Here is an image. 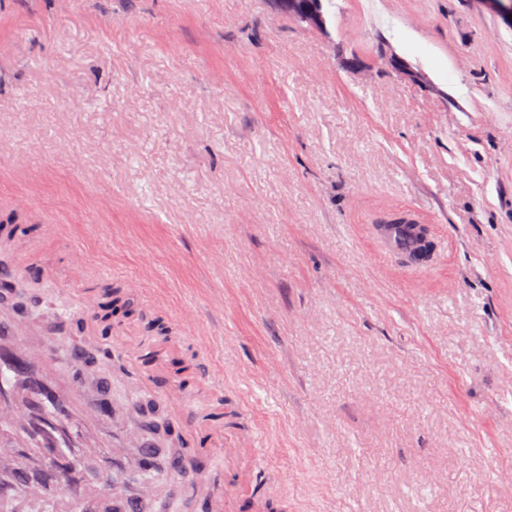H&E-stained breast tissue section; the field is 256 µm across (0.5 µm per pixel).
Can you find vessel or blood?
<instances>
[{
  "mask_svg": "<svg viewBox=\"0 0 512 512\" xmlns=\"http://www.w3.org/2000/svg\"><path fill=\"white\" fill-rule=\"evenodd\" d=\"M28 318L0 313V493L19 490L54 501L70 496L83 505L88 496L109 501L125 491L133 470L152 467V453L140 433L114 425V408L102 390L85 393L75 374L83 358L72 349L67 368H60L48 348H31ZM113 346L126 372L155 393L159 404L178 426L183 451L164 476L175 488L206 480L205 470L214 455L230 464L224 490L202 502L203 512H268L274 492L261 485L246 458L255 437L242 433L232 448L218 447L224 431V387L211 379L212 363L197 365L198 393L204 415L187 420L189 397L167 377L166 362L173 346L152 347L145 336H116ZM98 451L101 462L94 481H87L83 460Z\"/></svg>",
  "mask_w": 512,
  "mask_h": 512,
  "instance_id": "vessel-or-blood-1",
  "label": "vessel or blood"
}]
</instances>
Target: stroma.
Here are the masks:
<instances>
[{"instance_id": "stroma-1", "label": "stroma", "mask_w": 512, "mask_h": 512, "mask_svg": "<svg viewBox=\"0 0 512 512\" xmlns=\"http://www.w3.org/2000/svg\"><path fill=\"white\" fill-rule=\"evenodd\" d=\"M0 0V223L32 344L82 248L150 333L194 309L288 512H512V26L485 0ZM405 62L408 74L391 68ZM429 224L431 262L374 227ZM120 416L172 429L100 371ZM279 11L301 16L313 29L326 31L327 20L320 0H269Z\"/></svg>"}]
</instances>
